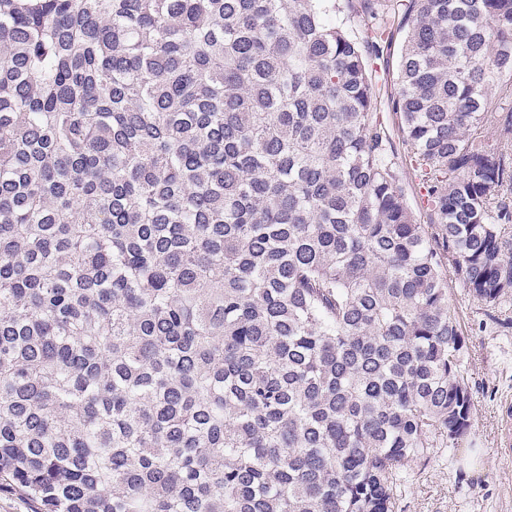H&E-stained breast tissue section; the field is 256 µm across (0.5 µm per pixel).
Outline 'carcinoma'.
<instances>
[{
	"mask_svg": "<svg viewBox=\"0 0 512 512\" xmlns=\"http://www.w3.org/2000/svg\"><path fill=\"white\" fill-rule=\"evenodd\" d=\"M396 24L428 224L371 69ZM504 76L512 0H0L5 485L395 512L473 427L444 266L487 307L512 289Z\"/></svg>",
	"mask_w": 512,
	"mask_h": 512,
	"instance_id": "carcinoma-1",
	"label": "carcinoma"
}]
</instances>
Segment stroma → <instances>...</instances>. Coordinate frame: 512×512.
Wrapping results in <instances>:
<instances>
[{
    "label": "stroma",
    "instance_id": "1",
    "mask_svg": "<svg viewBox=\"0 0 512 512\" xmlns=\"http://www.w3.org/2000/svg\"><path fill=\"white\" fill-rule=\"evenodd\" d=\"M405 36L393 28L374 65L381 100L394 89ZM448 296L466 344L473 429L459 448L439 449L411 467L397 512H512V454L497 451L502 408L512 403V292L490 309L452 275Z\"/></svg>",
    "mask_w": 512,
    "mask_h": 512
}]
</instances>
